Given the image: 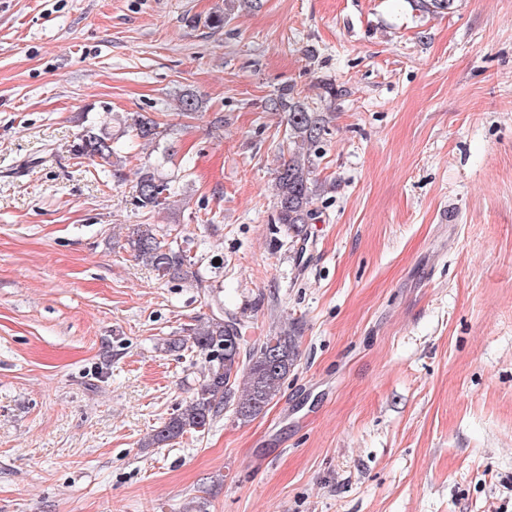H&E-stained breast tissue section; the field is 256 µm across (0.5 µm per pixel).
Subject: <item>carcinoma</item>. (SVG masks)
Returning a JSON list of instances; mask_svg holds the SVG:
<instances>
[{"instance_id":"obj_1","label":"carcinoma","mask_w":512,"mask_h":512,"mask_svg":"<svg viewBox=\"0 0 512 512\" xmlns=\"http://www.w3.org/2000/svg\"><path fill=\"white\" fill-rule=\"evenodd\" d=\"M258 7L260 0H226L224 13L209 16L207 24L222 28L235 11ZM267 108L288 113V157L281 158L274 181L275 223L291 238L301 240L308 236L309 225L320 219L313 208L318 184L313 178L311 151L318 148L326 134L329 116L291 85L269 99ZM125 129L131 136L155 145L162 158H168V149L161 145L165 133L156 119L134 112L126 117ZM72 154L76 159L97 163L119 178L129 159L121 155L119 138L96 123L83 126L77 133ZM136 175L135 207L151 212L169 204L175 196L173 181L159 175L154 166L145 164L137 168ZM127 245L134 259L157 277L208 287L201 259L192 252L193 242L180 234H163L157 224H136L127 235ZM188 349L205 355L202 381L177 413L144 438L143 448H164L188 432H202L228 406L233 407L238 421L254 420L280 394L297 361L296 338L291 334L281 332L250 342L242 319L222 307L193 329L190 341L166 342L169 352Z\"/></svg>"}]
</instances>
